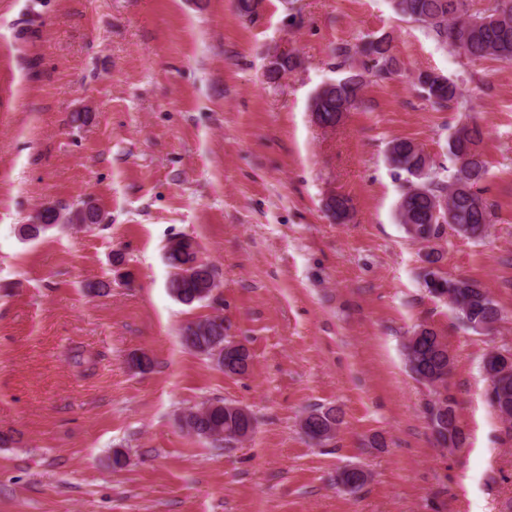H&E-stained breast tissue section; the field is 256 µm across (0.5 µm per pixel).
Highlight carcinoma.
<instances>
[{"label": "carcinoma", "mask_w": 512, "mask_h": 512, "mask_svg": "<svg viewBox=\"0 0 512 512\" xmlns=\"http://www.w3.org/2000/svg\"><path fill=\"white\" fill-rule=\"evenodd\" d=\"M397 13L420 24L437 39L450 46L459 57L468 61L496 59L512 62V0H492L481 10H472L470 0H394ZM336 57L342 63L350 62L348 74L321 87L313 97V112L319 123L334 125L341 114L354 108L361 98L365 74L381 79L389 78L398 71L397 58L392 54L388 39L380 38L361 45L342 44L336 47ZM299 63L294 51L277 59L270 70V78L294 70ZM417 85L430 102L446 106L463 104L464 93L460 85L449 77L422 71L417 75ZM483 141L482 130L463 126L448 139V154L455 164L451 180H444L433 172L429 156L417 144L401 139L389 143L387 158L399 172L410 180L397 203V215L407 234L421 240L439 238L451 228L469 239L485 236L493 218V204L476 190L478 183L487 175V167L479 151ZM438 198L446 199L450 220L447 227L431 223L430 204ZM325 209L329 216L342 222L349 218V201L342 196L327 198ZM99 209L93 200L82 206L63 212L48 205L36 216L37 223L23 225L24 236L35 238L47 228L59 224H97ZM167 265L173 270L170 293L183 304L196 302L198 290L205 287L202 268L184 267V254L175 248H167ZM425 285L429 292L446 299L459 317L472 330L479 327L493 328L501 319V312L489 291L477 282L466 279H448L433 271L425 273ZM217 318H206L186 324L181 330L183 345L212 360L213 350L206 348L212 342ZM406 364L413 377L429 387L431 399L426 408L428 424L438 443L443 447L456 448L462 442L458 427L455 401L448 395V372L451 357L448 346L431 328L421 325L409 336L405 344ZM252 360L250 352L224 364V373L241 375L247 372ZM483 370L496 371L502 377L495 380V398L489 404L499 413L506 424V433L512 434V350L503 349L484 359ZM340 420L335 411L313 409L302 420L301 429L315 444L322 445L336 437ZM182 426L200 439L210 436L215 441L231 447L246 440L254 431L251 415H245L231 402H217L189 410L182 416ZM341 485L351 492L362 489L368 481V473L361 469L344 470L339 475Z\"/></svg>", "instance_id": "1"}]
</instances>
